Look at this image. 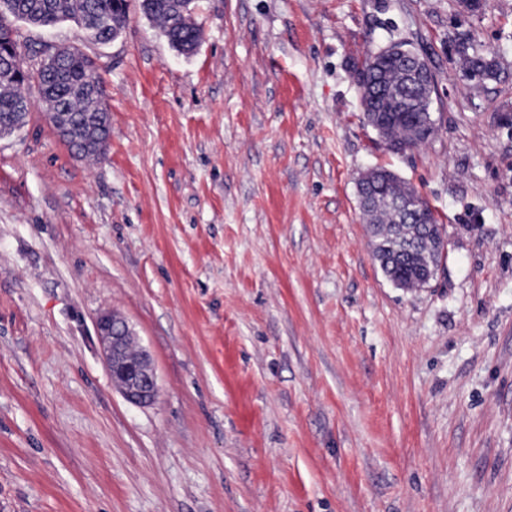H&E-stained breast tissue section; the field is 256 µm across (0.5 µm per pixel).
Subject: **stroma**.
I'll return each instance as SVG.
<instances>
[{
    "mask_svg": "<svg viewBox=\"0 0 512 512\" xmlns=\"http://www.w3.org/2000/svg\"><path fill=\"white\" fill-rule=\"evenodd\" d=\"M177 52L129 0L121 36L13 27L95 60L108 155L34 103L0 139V512H512V0H196ZM436 78L402 154L356 81L390 38ZM493 58L476 84L453 43ZM383 167L447 231L407 290L357 180ZM131 326L160 385L113 388ZM96 332L103 345L112 386L128 401L153 404L160 394L155 371L146 351L130 355L133 336L129 324L115 313L104 312L96 320Z\"/></svg>",
    "mask_w": 512,
    "mask_h": 512,
    "instance_id": "1",
    "label": "stroma"
}]
</instances>
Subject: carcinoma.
<instances>
[{"label":"carcinoma","mask_w":512,"mask_h":512,"mask_svg":"<svg viewBox=\"0 0 512 512\" xmlns=\"http://www.w3.org/2000/svg\"><path fill=\"white\" fill-rule=\"evenodd\" d=\"M193 0H141L142 13L164 32L171 46L182 54L197 47L201 29L192 15ZM127 0H0V38L14 34L11 20H21L33 27H51L65 19L75 20L84 35L105 43L125 29ZM10 51L0 52V132L10 133L26 117L30 108L22 103L23 85L15 75L3 70L1 63ZM457 55L464 73L479 71L483 80L498 77L496 62L476 52L468 40L458 43ZM370 56L362 69L364 81L390 94L406 91L401 68ZM95 61L79 50H57L51 62L38 70L40 101L49 113L55 131L68 147L78 146L76 156L83 159L106 157L111 125L108 104L100 81L94 76ZM412 115L408 118L382 116V129L390 150L404 153L411 149L407 126L424 128L427 137L438 132L433 103L423 94L411 93ZM380 203L369 230L374 251L386 275L403 288H422L427 273L436 270L439 252L433 239L445 233L430 207H425L419 224H401L394 207L397 199H418L420 195L387 169L375 175Z\"/></svg>","instance_id":"carcinoma-1"}]
</instances>
